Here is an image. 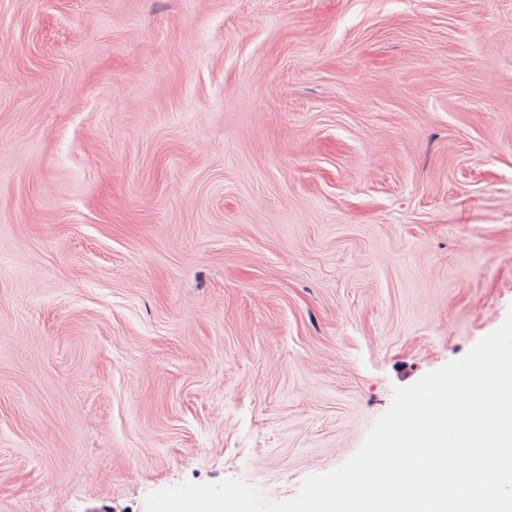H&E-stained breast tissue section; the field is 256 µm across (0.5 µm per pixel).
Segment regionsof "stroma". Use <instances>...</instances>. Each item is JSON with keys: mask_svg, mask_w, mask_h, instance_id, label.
Listing matches in <instances>:
<instances>
[{"mask_svg": "<svg viewBox=\"0 0 512 512\" xmlns=\"http://www.w3.org/2000/svg\"><path fill=\"white\" fill-rule=\"evenodd\" d=\"M512 308V0H0V512L271 502Z\"/></svg>", "mask_w": 512, "mask_h": 512, "instance_id": "stroma-1", "label": "stroma"}]
</instances>
